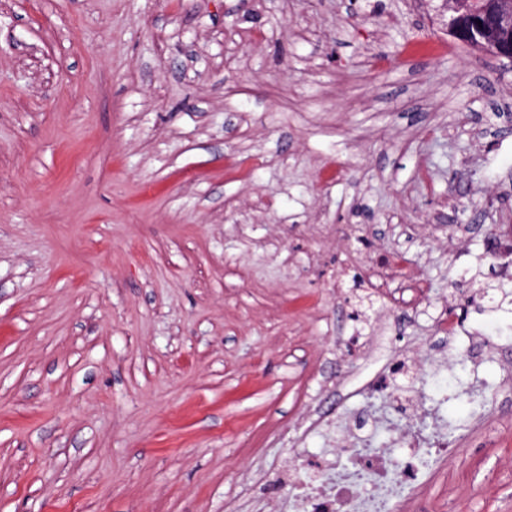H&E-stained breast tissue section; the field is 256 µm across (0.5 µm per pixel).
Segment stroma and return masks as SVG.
Wrapping results in <instances>:
<instances>
[{
  "instance_id": "1",
  "label": "stroma",
  "mask_w": 512,
  "mask_h": 512,
  "mask_svg": "<svg viewBox=\"0 0 512 512\" xmlns=\"http://www.w3.org/2000/svg\"><path fill=\"white\" fill-rule=\"evenodd\" d=\"M440 0H0V512H279L250 484L325 454L389 318L400 394L456 451L402 512H512V349L489 228L512 225V67ZM404 251L407 315L336 285ZM437 320L438 336L435 337L445 344H454L462 332V323H460L453 306L448 302L442 303L438 309Z\"/></svg>"
}]
</instances>
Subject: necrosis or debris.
Returning a JSON list of instances; mask_svg holds the SVG:
<instances>
[{
  "label": "necrosis or debris",
  "instance_id": "4bbe7bcc",
  "mask_svg": "<svg viewBox=\"0 0 512 512\" xmlns=\"http://www.w3.org/2000/svg\"><path fill=\"white\" fill-rule=\"evenodd\" d=\"M393 280L401 286L392 299L396 308H411L426 293L423 279L402 253L381 259L357 283L374 290ZM423 371L415 358L400 359L387 373L357 385L355 395L367 397L368 403L358 413L355 428L345 429L338 458L294 462L274 472V481L291 489L285 512H398L448 457V433L441 421L429 427L408 423L413 405L395 393L399 377ZM384 432L397 434L405 455L395 457L383 446Z\"/></svg>",
  "mask_w": 512,
  "mask_h": 512
}]
</instances>
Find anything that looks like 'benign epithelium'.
<instances>
[{"label": "benign epithelium", "instance_id": "benign-epithelium-1", "mask_svg": "<svg viewBox=\"0 0 512 512\" xmlns=\"http://www.w3.org/2000/svg\"><path fill=\"white\" fill-rule=\"evenodd\" d=\"M448 30L463 44L512 66V0H443Z\"/></svg>", "mask_w": 512, "mask_h": 512}]
</instances>
